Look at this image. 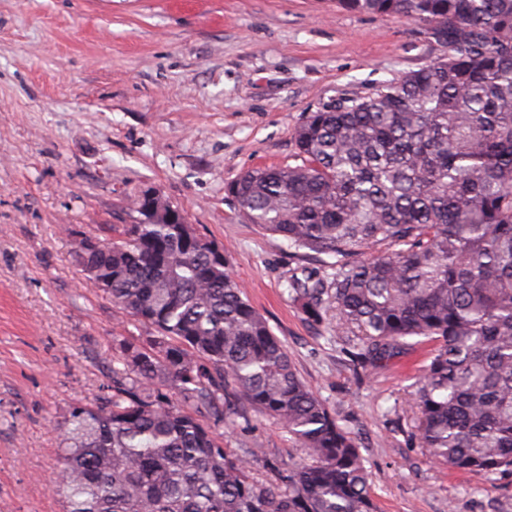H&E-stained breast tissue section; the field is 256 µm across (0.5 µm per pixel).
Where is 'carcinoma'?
<instances>
[{"label": "carcinoma", "instance_id": "1", "mask_svg": "<svg viewBox=\"0 0 512 512\" xmlns=\"http://www.w3.org/2000/svg\"><path fill=\"white\" fill-rule=\"evenodd\" d=\"M448 46L440 60L304 113L296 164L228 186L241 215L298 256L328 257L288 293L336 320L371 375L408 340L436 344L411 397L424 454L512 478V0H340ZM78 249L86 280L145 336L119 340L107 394L70 407L53 491L64 512H378L352 432L299 377L222 248L162 195ZM170 394H165L162 389ZM296 458L260 484L252 448L216 430L252 413Z\"/></svg>", "mask_w": 512, "mask_h": 512}]
</instances>
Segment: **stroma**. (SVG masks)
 I'll return each instance as SVG.
<instances>
[{"mask_svg": "<svg viewBox=\"0 0 512 512\" xmlns=\"http://www.w3.org/2000/svg\"><path fill=\"white\" fill-rule=\"evenodd\" d=\"M394 15L336 0H0V512H63L56 427L112 377V339L142 336L85 279L80 241L119 236L130 194L160 192L223 246L247 299L301 379L358 435L379 512H512V488L429 459L406 416L430 345L356 373L335 324L288 295L320 267L240 215L227 187L294 161L304 112L446 59ZM223 446L287 458V431L254 414Z\"/></svg>", "mask_w": 512, "mask_h": 512, "instance_id": "1", "label": "stroma"}]
</instances>
